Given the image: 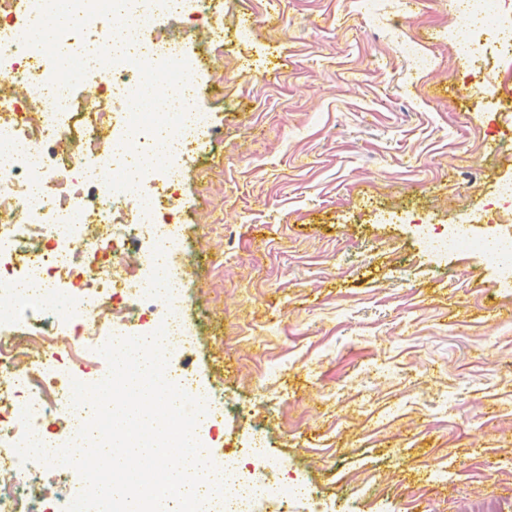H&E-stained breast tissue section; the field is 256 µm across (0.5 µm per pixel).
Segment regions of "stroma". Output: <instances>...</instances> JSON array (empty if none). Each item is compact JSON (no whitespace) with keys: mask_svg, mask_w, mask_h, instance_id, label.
<instances>
[{"mask_svg":"<svg viewBox=\"0 0 512 512\" xmlns=\"http://www.w3.org/2000/svg\"><path fill=\"white\" fill-rule=\"evenodd\" d=\"M222 2L218 42L179 27L210 128L175 202L197 339L171 364L216 398L207 447H241L230 401L271 485L338 512H512V285L399 221L462 223L512 178L456 0Z\"/></svg>","mask_w":512,"mask_h":512,"instance_id":"stroma-1","label":"stroma"}]
</instances>
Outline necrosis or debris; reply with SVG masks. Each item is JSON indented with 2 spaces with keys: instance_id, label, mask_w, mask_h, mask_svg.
<instances>
[{
  "instance_id": "1",
  "label": "necrosis or debris",
  "mask_w": 512,
  "mask_h": 512,
  "mask_svg": "<svg viewBox=\"0 0 512 512\" xmlns=\"http://www.w3.org/2000/svg\"><path fill=\"white\" fill-rule=\"evenodd\" d=\"M40 0H0V512H65L70 502L65 476L54 468H30L15 450L25 429L46 437L48 448L67 442L76 409L73 381L98 359L107 340L127 334L147 336L164 329L170 346L189 337L178 308L158 309L156 291L139 288L136 274L153 271L156 253L168 257L171 276H178V237L170 227V210L152 187L172 191L189 152L195 125L176 134L177 151L166 170L142 176L147 198L137 216L121 208L123 192L110 190L106 177L115 158L109 145L128 136L116 99H129L141 82L130 63L112 64V79L98 97L76 103L51 94L53 66L40 49L26 45L17 8L39 17ZM473 15H491L500 43L474 26L449 32L457 53L476 64L494 51L500 81L491 94L500 115H512V0H470ZM38 76V96L15 94V85ZM512 187L495 196L494 205L470 216L468 236L459 227L439 231L418 224L433 257L463 244L479 251L485 243L506 240L512 229ZM149 240L143 260L122 249L121 236ZM24 280H40L41 293L19 289ZM36 310L30 320L28 310ZM239 453L224 460L228 512H286L287 505L312 500L299 482L268 495L259 481L272 463L244 439ZM252 467L254 479L242 470Z\"/></svg>"
}]
</instances>
